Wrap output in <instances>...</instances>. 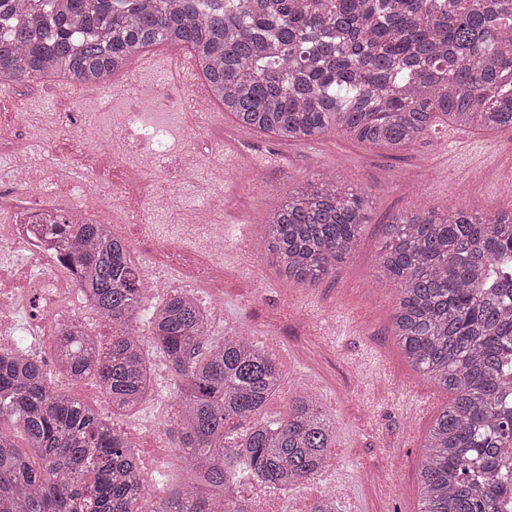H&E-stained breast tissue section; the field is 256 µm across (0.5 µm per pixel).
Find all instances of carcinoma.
<instances>
[{
	"instance_id": "obj_1",
	"label": "carcinoma",
	"mask_w": 512,
	"mask_h": 512,
	"mask_svg": "<svg viewBox=\"0 0 512 512\" xmlns=\"http://www.w3.org/2000/svg\"><path fill=\"white\" fill-rule=\"evenodd\" d=\"M26 0L4 13L0 76L61 74L98 84L157 43L189 47L212 97L239 126L301 142L338 130L401 149L444 120L512 128V0ZM370 199L321 172L274 209L261 248L312 285L342 264L368 223ZM78 287L112 326L107 346L79 326L56 337L53 366L22 347L0 349V512H250L224 499L240 464L281 486L322 470L336 426L318 398L297 392L288 419H258L285 373L264 349L210 338L209 311L173 295L146 312L142 269L102 224H60ZM394 286L398 343L451 400L431 425L420 512H503L512 471V211L403 210L378 256ZM169 363V432L191 473L159 503L139 491L136 444L58 389L55 375L95 379L112 411L151 390L146 347ZM20 433L26 448L15 443ZM40 460L34 467L30 455Z\"/></svg>"
}]
</instances>
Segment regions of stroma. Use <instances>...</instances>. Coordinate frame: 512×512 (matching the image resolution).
Instances as JSON below:
<instances>
[{"label":"stroma","instance_id":"obj_1","mask_svg":"<svg viewBox=\"0 0 512 512\" xmlns=\"http://www.w3.org/2000/svg\"><path fill=\"white\" fill-rule=\"evenodd\" d=\"M65 83L60 76L7 80L0 113L18 108L33 118L58 111L51 87ZM189 85L182 73L160 66L135 72L124 83L102 88L101 110L132 107L138 97L155 98L142 122L165 125L167 132L148 145L177 153L186 118L171 98ZM446 130L437 125L397 153L334 130L291 144L258 132L244 146L245 161L263 169L264 178L249 185L236 178L222 186L224 223L232 234L224 249V329L214 337L248 333L283 361L285 382L261 418L286 419L294 387L315 388L336 423L337 512H418L425 437L450 400L446 390L408 363L394 336L393 293L380 286L378 267L389 217L405 208L443 213L452 206L474 215L512 210V129L461 130L452 159L439 144ZM324 170L334 173L341 186L368 193L370 222L335 273L309 287L283 276L270 257L249 246L260 242L267 212ZM150 191L158 202L152 217L158 232L178 230L183 246H191L195 231L185 221L203 203L206 186L158 177ZM256 282L262 283L261 291H253ZM295 298L305 305L309 325L281 317V309ZM362 470L391 478L396 493L388 496L361 483L357 474Z\"/></svg>","mask_w":512,"mask_h":512}]
</instances>
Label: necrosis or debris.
<instances>
[{"label":"necrosis or debris","mask_w":512,"mask_h":512,"mask_svg":"<svg viewBox=\"0 0 512 512\" xmlns=\"http://www.w3.org/2000/svg\"><path fill=\"white\" fill-rule=\"evenodd\" d=\"M64 109L52 113L47 125L27 132L21 113H12V125L0 128V346L14 344L31 331L45 338L57 336L75 323L95 325L96 316L82 301L75 275L64 259L57 224H110L122 230L127 224H147L152 201L148 185L153 177L174 175L176 181L195 183V162L173 164L165 152L142 155L112 186H104L101 171L124 164L123 141L153 137L137 120L147 108L107 116L113 144L100 146L91 123L98 105L95 90H85L77 108L59 91ZM223 198L209 191L192 221L202 229L204 250L183 251L176 243L151 242L144 269L146 292L166 297L194 295L199 283L212 292L208 303L212 321L224 314V246L227 237L222 218ZM237 500L251 512H281L284 489L247 473L231 486Z\"/></svg>","instance_id":"1"}]
</instances>
